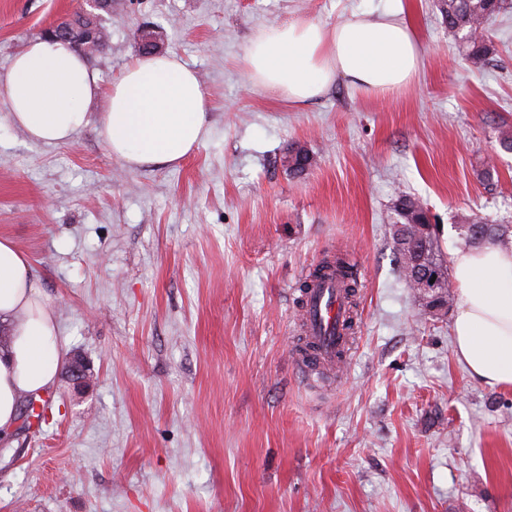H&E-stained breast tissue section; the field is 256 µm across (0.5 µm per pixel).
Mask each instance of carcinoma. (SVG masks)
<instances>
[{
    "mask_svg": "<svg viewBox=\"0 0 512 512\" xmlns=\"http://www.w3.org/2000/svg\"><path fill=\"white\" fill-rule=\"evenodd\" d=\"M507 6L506 0H444L442 9L448 32L459 43L464 55L478 64L493 53L494 45L485 35V25ZM465 242L480 247L487 242L506 246L512 243L511 224H493L476 213L465 215L458 226ZM393 250L407 283L420 275H435L452 285L448 267L438 254V224L429 208L418 198L401 194L393 203L391 222ZM334 278L344 288L349 307L356 306L358 279L354 266L339 254L327 255L310 274L305 288L324 278Z\"/></svg>",
    "mask_w": 512,
    "mask_h": 512,
    "instance_id": "1",
    "label": "carcinoma"
}]
</instances>
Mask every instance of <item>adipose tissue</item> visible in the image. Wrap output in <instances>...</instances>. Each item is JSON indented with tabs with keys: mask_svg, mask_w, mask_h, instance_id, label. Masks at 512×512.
I'll use <instances>...</instances> for the list:
<instances>
[{
	"mask_svg": "<svg viewBox=\"0 0 512 512\" xmlns=\"http://www.w3.org/2000/svg\"><path fill=\"white\" fill-rule=\"evenodd\" d=\"M252 87L302 107L342 82L386 97L422 66L420 42L402 0L378 12L354 13L328 27L305 16L260 31L244 56ZM108 98L101 135L131 168L175 165L207 133L204 89L175 54L137 59L102 89L87 59L70 43L29 41L0 73V106L30 139L63 143L86 126L89 104ZM450 267L458 285L455 355L471 378L512 386V250L494 243L457 249ZM18 245L0 236V434L9 435L24 397L40 396L59 375L63 349L54 311Z\"/></svg>",
	"mask_w": 512,
	"mask_h": 512,
	"instance_id": "1",
	"label": "adipose tissue"
}]
</instances>
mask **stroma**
<instances>
[{"instance_id":"1","label":"stroma","mask_w":512,"mask_h":512,"mask_svg":"<svg viewBox=\"0 0 512 512\" xmlns=\"http://www.w3.org/2000/svg\"><path fill=\"white\" fill-rule=\"evenodd\" d=\"M387 0H112L110 87L142 27L194 69L208 135L174 166L133 169L99 130L31 141L0 110V236L29 256L65 352L93 374L41 395V431L0 451V512H512V387L472 379L455 311H423L390 233L398 193L422 199L441 256L461 215L512 224V9L462 58L441 0H403L419 75L384 98L336 84L297 108L250 89L264 27L326 24ZM80 0H0V72ZM315 157L303 176L282 158ZM493 161L499 182L477 177ZM354 263L348 359L323 382L296 363L304 282L324 254Z\"/></svg>"}]
</instances>
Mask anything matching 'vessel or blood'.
<instances>
[{
	"instance_id": "b4317fda",
	"label": "vessel or blood",
	"mask_w": 512,
	"mask_h": 512,
	"mask_svg": "<svg viewBox=\"0 0 512 512\" xmlns=\"http://www.w3.org/2000/svg\"><path fill=\"white\" fill-rule=\"evenodd\" d=\"M346 316L343 290L335 281L325 280L309 289L304 297L303 321L306 338L315 350L313 355L299 358L307 373L332 370L344 362L348 338L342 325Z\"/></svg>"
}]
</instances>
